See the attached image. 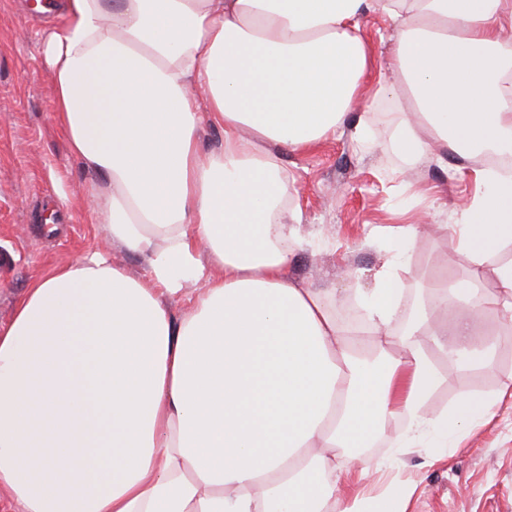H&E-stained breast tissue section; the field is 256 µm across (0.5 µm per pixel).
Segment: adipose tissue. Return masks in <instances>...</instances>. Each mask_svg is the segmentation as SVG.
Listing matches in <instances>:
<instances>
[{"mask_svg":"<svg viewBox=\"0 0 512 512\" xmlns=\"http://www.w3.org/2000/svg\"><path fill=\"white\" fill-rule=\"evenodd\" d=\"M47 53L70 152L102 175L91 223L149 260L135 278L97 251L35 279L0 327V493L12 512H359L345 486L387 417L455 440L496 400L440 409L439 374L394 326L434 335L448 366L486 365L476 323L512 326V174L473 168L484 195L441 225L471 274L429 279L411 307L397 259L339 319L336 291L294 280L307 247L282 150L349 128L376 58L365 16L391 21L376 97L398 113L388 149L447 166L512 143V0H66ZM356 122H349V115ZM224 131L202 156L203 123ZM495 281L486 294L478 281ZM197 289L189 308L168 302ZM342 448L351 456L339 457Z\"/></svg>","mask_w":512,"mask_h":512,"instance_id":"1","label":"adipose tissue"}]
</instances>
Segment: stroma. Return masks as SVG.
Here are the masks:
<instances>
[{
	"instance_id": "1",
	"label": "stroma",
	"mask_w": 512,
	"mask_h": 512,
	"mask_svg": "<svg viewBox=\"0 0 512 512\" xmlns=\"http://www.w3.org/2000/svg\"><path fill=\"white\" fill-rule=\"evenodd\" d=\"M62 23L57 13L35 10L32 0H0V326L10 322L33 280L105 245V230L87 216L101 177L71 154L54 117L45 44ZM397 119L372 112L375 146L368 151L344 133L302 153H281L293 178L301 231L311 241L296 253L289 274L335 289L341 315L351 310L353 289L373 288L375 271L402 251L398 227L419 215L427 217V240L404 281L408 298L418 296L423 277L453 282L469 272L467 259L450 251L437 227L454 223L457 204L474 196L475 184L469 175L434 164L393 176L400 161L386 144ZM480 335L495 341V355L487 367L466 374L449 369L447 352L434 337H419L440 374L432 404L447 406L468 394L496 396L512 377V330L489 318ZM403 428L402 418L384 421L365 454L392 460L395 468L352 479L349 496H375L407 480L413 492L406 512H512L511 402L447 448L429 447L424 436L391 447Z\"/></svg>"
}]
</instances>
